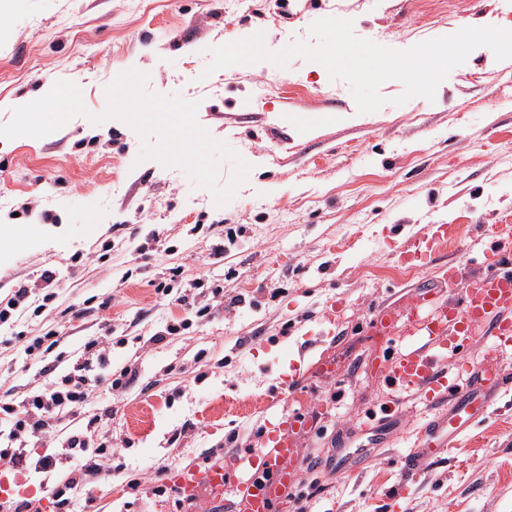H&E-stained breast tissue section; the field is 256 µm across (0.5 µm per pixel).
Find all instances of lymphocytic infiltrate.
Here are the masks:
<instances>
[{"label":"lymphocytic infiltrate","mask_w":512,"mask_h":512,"mask_svg":"<svg viewBox=\"0 0 512 512\" xmlns=\"http://www.w3.org/2000/svg\"><path fill=\"white\" fill-rule=\"evenodd\" d=\"M181 267L169 268L166 277L154 284L155 294L185 308V315L165 322L152 340L160 342L171 336H181L199 322L209 319L215 308L224 303L223 287L199 277L184 283ZM54 271L43 270L34 281L23 283L11 294L0 298V326L13 324L17 315L39 316L46 304L54 302L57 293ZM125 336H98L88 339L80 354L67 359L58 354L60 345L56 330L26 340L25 354L42 362L43 373L49 374L48 384L25 392L21 399L0 398V461L39 473L52 471L54 456L30 457L27 447L32 440L50 438L62 418L81 421L75 433L61 437L62 448L76 462L75 468L48 486L47 491L58 512H72L74 492L84 486L85 476L102 477L111 469L112 440L99 436L96 418H84L98 378L96 371L108 365L113 347L125 345Z\"/></svg>","instance_id":"1"}]
</instances>
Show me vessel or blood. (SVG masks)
<instances>
[{"mask_svg": "<svg viewBox=\"0 0 512 512\" xmlns=\"http://www.w3.org/2000/svg\"><path fill=\"white\" fill-rule=\"evenodd\" d=\"M461 280L468 283L462 290L456 287ZM406 320L416 332L415 339L405 344L391 339L384 361L391 398L360 425L369 445L338 457L339 469L358 470L370 458L372 447L386 441L391 427L403 420L404 393L425 394L437 410L405 459L404 474L409 477L453 447L512 390V378L492 363L469 369L467 378L456 382L449 381L443 369L444 360L462 354L474 337H483L496 349L512 343V254L484 252L475 270L462 263L441 266L437 281L415 290ZM313 425L310 414H292L281 423L282 433L271 446L248 456L228 453L204 466L173 468L168 482L187 503L197 501L208 489L232 495L243 512H274L284 488L298 478L287 434Z\"/></svg>", "mask_w": 512, "mask_h": 512, "instance_id": "b4317fda", "label": "vessel or blood"}]
</instances>
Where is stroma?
I'll return each instance as SVG.
<instances>
[{
    "mask_svg": "<svg viewBox=\"0 0 512 512\" xmlns=\"http://www.w3.org/2000/svg\"><path fill=\"white\" fill-rule=\"evenodd\" d=\"M327 17L407 49L466 21L512 29V0H0V125L17 99L59 80L77 84L88 110L102 113L106 86L135 68L149 73V91L197 103L199 123L253 166L219 207L182 168L139 160L138 135L116 119L77 117L39 139L0 138V295L45 269L59 279V297L41 316L0 329V395L48 383L23 344L50 329L71 355L117 329L129 342L113 348L111 370L140 372L118 398L99 385L86 407L121 451L85 512H239L230 496L188 507L175 489L155 496L129 482L259 449L262 407L274 393L279 419L327 404L316 429L294 435L300 475L278 512H512V395L409 480L402 498L386 492L428 413L424 395L408 397L401 425L359 472L329 465L341 439L390 394L383 372L370 368L388 342L372 318L385 301L406 310L413 285L431 277L402 262L401 251L422 240L437 263L477 261L490 244L482 225L512 216V65L475 50L434 100L392 105L403 85L388 80L379 88L387 105L362 115L345 81L299 57L284 68L204 72L210 47L261 31L278 50L308 39L310 25ZM273 76L274 91L265 85ZM196 222L247 231L219 259L206 230L184 238ZM152 225L182 246L142 262L126 243ZM107 240L115 248L97 261ZM78 251L93 262L72 267ZM177 265L184 280L223 286L224 305L190 333L141 346L183 313L151 286ZM92 295L97 306L84 310ZM335 299L338 319L324 325ZM323 341L332 344V372H309L303 386L281 390L291 366ZM488 361L512 376V348L480 338L448 364V376Z\"/></svg>",
    "mask_w": 512,
    "mask_h": 512,
    "instance_id": "1",
    "label": "stroma"
}]
</instances>
